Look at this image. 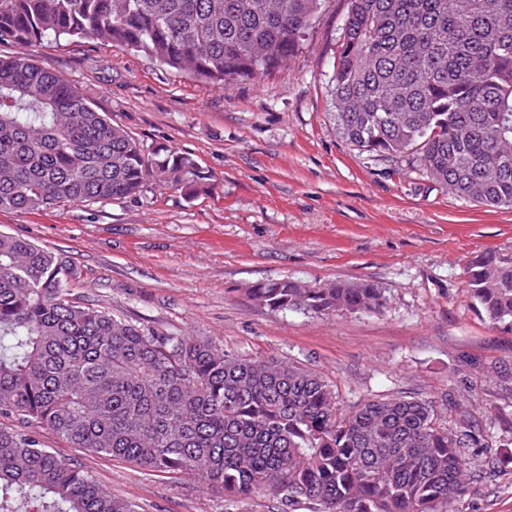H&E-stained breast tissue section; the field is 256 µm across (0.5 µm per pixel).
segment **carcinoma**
Segmentation results:
<instances>
[{"label":"carcinoma","mask_w":512,"mask_h":512,"mask_svg":"<svg viewBox=\"0 0 512 512\" xmlns=\"http://www.w3.org/2000/svg\"><path fill=\"white\" fill-rule=\"evenodd\" d=\"M322 0H0V43L60 38L120 44L225 87L259 80L299 53ZM336 123L358 150L416 155L448 192L512 207V0H349L329 76ZM151 181L189 200L210 178L188 155L147 151L63 76L27 53L0 55V210L137 196ZM75 266L0 233V413L75 448L186 474L229 498L271 492L318 512H437L468 476L461 448H508L455 428L426 401L371 399L343 413L294 362L166 335L71 293ZM465 287L512 330V253L487 251ZM273 310L375 312L370 281L268 280ZM0 512H136L30 431L0 427Z\"/></svg>","instance_id":"cac0c4a2"}]
</instances>
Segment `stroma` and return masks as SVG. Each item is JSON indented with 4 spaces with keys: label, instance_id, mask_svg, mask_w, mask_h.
Listing matches in <instances>:
<instances>
[{
    "label": "stroma",
    "instance_id": "obj_1",
    "mask_svg": "<svg viewBox=\"0 0 512 512\" xmlns=\"http://www.w3.org/2000/svg\"><path fill=\"white\" fill-rule=\"evenodd\" d=\"M348 0H323L298 55L257 81L220 89L150 58L93 40L31 53L78 87L145 148L193 157L212 188L196 199L164 183L139 196L34 211H0V231L29 238L79 270L74 298L169 335L202 336L228 352L299 363L348 411L402 396L471 405L481 429L512 431V331L494 327L464 288L475 253L512 251V208L457 197L411 156L375 157L345 141L329 76ZM374 282V313L278 311L248 291L270 279ZM40 440L89 471L137 512H315L258 494L231 500L197 478L150 472ZM473 472L449 512H512V459L464 451Z\"/></svg>",
    "mask_w": 512,
    "mask_h": 512
}]
</instances>
